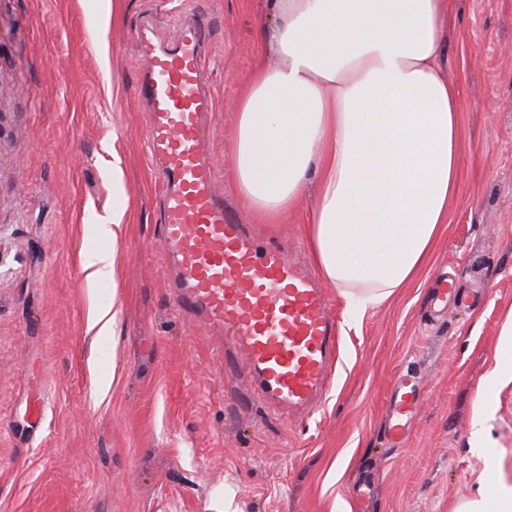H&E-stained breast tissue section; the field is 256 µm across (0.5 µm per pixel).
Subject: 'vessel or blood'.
<instances>
[{
    "mask_svg": "<svg viewBox=\"0 0 512 512\" xmlns=\"http://www.w3.org/2000/svg\"><path fill=\"white\" fill-rule=\"evenodd\" d=\"M147 62L137 86L149 112V161L162 188L161 248L178 285L176 301L211 332L226 354L242 360L256 390L287 415L314 407L338 356L328 298L286 246L257 242L215 192L213 163L203 147L213 101L204 88L209 29L181 21L174 43L162 46L148 29L134 31ZM480 290L461 294L454 279L438 281L435 305L470 306ZM416 382L400 377L390 397L386 430L405 442L420 402Z\"/></svg>",
    "mask_w": 512,
    "mask_h": 512,
    "instance_id": "vessel-or-blood-1",
    "label": "vessel or blood"
}]
</instances>
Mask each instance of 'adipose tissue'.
Returning <instances> with one entry per match:
<instances>
[{
  "mask_svg": "<svg viewBox=\"0 0 512 512\" xmlns=\"http://www.w3.org/2000/svg\"><path fill=\"white\" fill-rule=\"evenodd\" d=\"M446 0H266L240 94L236 188L277 224L313 186L308 245L360 314L420 275L461 170Z\"/></svg>",
  "mask_w": 512,
  "mask_h": 512,
  "instance_id": "adipose-tissue-1",
  "label": "adipose tissue"
}]
</instances>
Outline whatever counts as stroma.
<instances>
[{"label":"stroma","mask_w":512,"mask_h":512,"mask_svg":"<svg viewBox=\"0 0 512 512\" xmlns=\"http://www.w3.org/2000/svg\"><path fill=\"white\" fill-rule=\"evenodd\" d=\"M262 0H0V512H453L512 484V0H450L442 63L463 89L462 167L425 280L351 317L322 287L339 354L314 415L290 418L224 368L219 337L179 309L159 245L131 31H211L206 130L216 187L255 233L307 246L313 202L264 224L229 142L260 51ZM121 224L111 229L116 195ZM114 252L116 275L84 265ZM447 270L484 303L426 313ZM118 334L96 333L97 310ZM408 370L423 393L392 447ZM374 499L357 500L364 478ZM416 382L407 376L400 377L390 397V419L386 430L388 440L399 445L405 442L420 402Z\"/></svg>","instance_id":"35a3bbf8"}]
</instances>
